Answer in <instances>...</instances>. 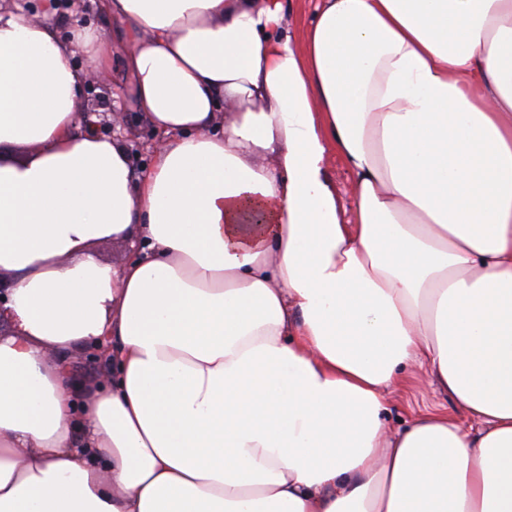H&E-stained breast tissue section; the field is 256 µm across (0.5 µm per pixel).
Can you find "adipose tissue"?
<instances>
[{
  "label": "adipose tissue",
  "mask_w": 512,
  "mask_h": 512,
  "mask_svg": "<svg viewBox=\"0 0 512 512\" xmlns=\"http://www.w3.org/2000/svg\"><path fill=\"white\" fill-rule=\"evenodd\" d=\"M94 2L0 7V512H512V0ZM415 360L475 426L388 433ZM89 78V79H88ZM96 76L89 75L84 81L83 92L79 98V107L83 111L85 110V103L87 100L86 89V80L94 79ZM97 81H92V87H95V84L103 81V78H96ZM124 80V74L119 67V64L114 62L111 74L108 75V78L103 81L100 85L95 87L93 94L97 96L99 101L98 112L103 113H117L119 117L120 124L117 125V135H120L124 132L125 128L135 126L138 131L143 130L146 126L139 114L135 112L130 101H122L119 102L115 98H112V88ZM124 129V130H123ZM114 132V133H115ZM330 167L331 177L336 183V190L338 191L344 209L347 211L346 215L348 217L352 207V174L342 164V162L335 157L332 158ZM129 249L124 242L110 240L97 244L95 252L102 261L117 267L133 255ZM92 347L78 348L67 357V365L73 370L81 380H100L106 381L107 367L96 357L91 359L90 354H94Z\"/></svg>",
  "instance_id": "ef3b65f1"
}]
</instances>
